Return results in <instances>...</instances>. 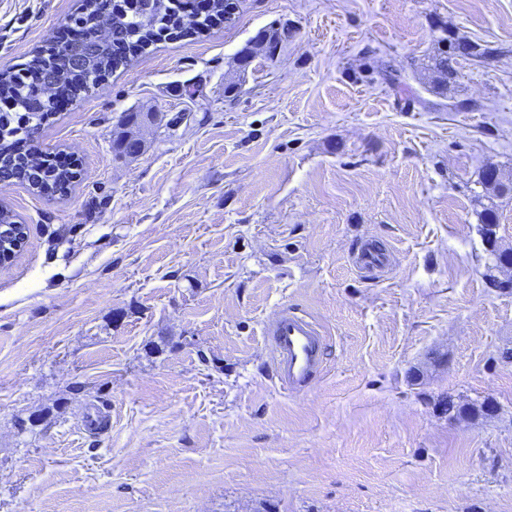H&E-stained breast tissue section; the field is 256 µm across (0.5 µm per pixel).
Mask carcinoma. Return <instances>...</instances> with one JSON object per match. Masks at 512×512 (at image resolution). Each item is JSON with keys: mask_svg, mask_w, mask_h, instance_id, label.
<instances>
[{"mask_svg": "<svg viewBox=\"0 0 512 512\" xmlns=\"http://www.w3.org/2000/svg\"><path fill=\"white\" fill-rule=\"evenodd\" d=\"M224 2L212 0L210 13L196 20L197 29L204 30L216 20L224 21ZM103 11L112 25L110 41L99 39V17ZM77 21L88 24L85 43L95 46L85 64H72L59 49L51 58L38 53L25 63L27 73L33 77L31 81L17 73H0V95L10 96L14 103V108L0 111V171L27 183L36 192L48 186L64 191L77 178L75 171L53 166L46 154L30 151L20 155L11 148L12 137L20 134L28 138L55 113L57 101L48 93L46 76L51 74L61 83L79 79L87 91L128 61L114 54L113 43L126 42L132 54L141 53L154 42L155 30L171 22V17L165 0H82V12L70 19L72 23ZM441 43L442 48L433 56L431 65L434 89L440 94L458 77L459 60H481L491 54V50L475 43L447 37ZM481 223L484 237L491 239L496 235L498 213L491 208L486 210Z\"/></svg>", "mask_w": 512, "mask_h": 512, "instance_id": "cac0c4a2", "label": "carcinoma"}]
</instances>
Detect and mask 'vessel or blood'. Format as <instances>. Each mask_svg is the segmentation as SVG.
Listing matches in <instances>:
<instances>
[{"instance_id": "vessel-or-blood-1", "label": "vessel or blood", "mask_w": 512, "mask_h": 512, "mask_svg": "<svg viewBox=\"0 0 512 512\" xmlns=\"http://www.w3.org/2000/svg\"><path fill=\"white\" fill-rule=\"evenodd\" d=\"M357 262L363 270L379 271L388 265L389 255L366 242L357 253ZM267 334L282 388L290 392L305 388L321 368V327L312 319L285 309L269 324Z\"/></svg>"}]
</instances>
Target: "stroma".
Segmentation results:
<instances>
[{"instance_id":"35a3bbf8","label":"stroma","mask_w":512,"mask_h":512,"mask_svg":"<svg viewBox=\"0 0 512 512\" xmlns=\"http://www.w3.org/2000/svg\"><path fill=\"white\" fill-rule=\"evenodd\" d=\"M81 4L0 0V71ZM447 34L492 53L443 97L426 65ZM32 147L79 175L0 185L26 227L0 270V512H512V288L488 285L480 219L512 252V194L479 182L492 162L512 183V0H240ZM365 240L389 269L358 271ZM286 306L326 336L293 393L266 335ZM450 399L496 410L452 419Z\"/></svg>"}]
</instances>
